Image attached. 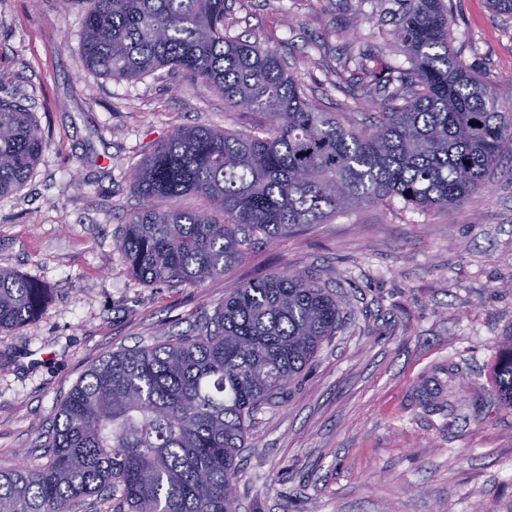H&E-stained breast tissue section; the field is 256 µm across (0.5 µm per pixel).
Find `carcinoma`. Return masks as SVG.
Wrapping results in <instances>:
<instances>
[{"label":"carcinoma","mask_w":512,"mask_h":512,"mask_svg":"<svg viewBox=\"0 0 512 512\" xmlns=\"http://www.w3.org/2000/svg\"><path fill=\"white\" fill-rule=\"evenodd\" d=\"M86 66L115 81L165 69L251 118L240 131L183 126L129 178L141 208L118 249L143 284L197 287L280 238L362 204L461 203L512 154V115L452 49L448 0H408L391 31L407 67L362 65L384 92L376 124L322 111L277 53L227 34L225 0H75ZM44 146L35 114L0 99V197L28 181ZM196 195L203 211L178 201ZM47 286L0 268V330L34 321ZM336 296L272 272L224 296L191 336L107 355L55 410L48 461L0 470V512H75L119 493L127 512H236L250 422L341 329ZM499 405L512 411V334L500 342Z\"/></svg>","instance_id":"1"}]
</instances>
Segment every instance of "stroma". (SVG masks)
I'll return each mask as SVG.
<instances>
[{
	"label": "stroma",
	"mask_w": 512,
	"mask_h": 512,
	"mask_svg": "<svg viewBox=\"0 0 512 512\" xmlns=\"http://www.w3.org/2000/svg\"><path fill=\"white\" fill-rule=\"evenodd\" d=\"M452 45L512 112V18L450 0ZM382 0H226L228 32L282 58L324 111L369 120L348 61L405 58ZM83 11L0 0V99L35 112L45 143L0 197V267L45 282L51 301L0 331V469L45 463L55 407L105 355L194 333L232 288L288 270L341 297L344 329L279 403L253 419L238 512H512V412L493 379L512 334V158L462 203L362 205L276 241L200 287L146 285L117 245L140 206L130 168L180 126L241 129L222 97L160 71H89ZM428 385L444 406L420 402Z\"/></svg>",
	"instance_id": "stroma-1"
}]
</instances>
